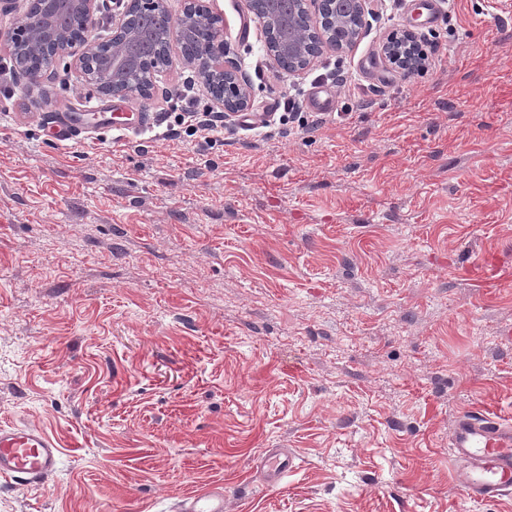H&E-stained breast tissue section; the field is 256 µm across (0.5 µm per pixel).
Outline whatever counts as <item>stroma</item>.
I'll list each match as a JSON object with an SVG mask.
<instances>
[{"instance_id":"35a3bbf8","label":"stroma","mask_w":512,"mask_h":512,"mask_svg":"<svg viewBox=\"0 0 512 512\" xmlns=\"http://www.w3.org/2000/svg\"><path fill=\"white\" fill-rule=\"evenodd\" d=\"M369 0L348 50L270 63L247 0L222 16L253 122L161 136L217 106L171 48L146 98L75 66L30 83L0 51V425L60 445L0 512H173L220 482L226 512H512L453 481L454 417L512 420V0ZM412 30L430 66L384 64ZM341 118L273 123L318 74ZM108 112L76 140L53 126ZM299 467L258 481L266 449Z\"/></svg>"}]
</instances>
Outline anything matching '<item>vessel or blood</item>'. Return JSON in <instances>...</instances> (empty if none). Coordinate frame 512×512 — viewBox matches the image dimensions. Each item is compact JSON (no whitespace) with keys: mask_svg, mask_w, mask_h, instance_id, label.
Returning <instances> with one entry per match:
<instances>
[{"mask_svg":"<svg viewBox=\"0 0 512 512\" xmlns=\"http://www.w3.org/2000/svg\"><path fill=\"white\" fill-rule=\"evenodd\" d=\"M448 446L456 461L453 480L468 499L491 501L512 493V422L492 413L464 412L451 427ZM57 441L36 425L0 426V478L15 483L55 475ZM297 467L289 448H271L257 465L264 486L281 485ZM175 512H225L224 488L209 485L179 500Z\"/></svg>","mask_w":512,"mask_h":512,"instance_id":"obj_1","label":"vessel or blood"}]
</instances>
